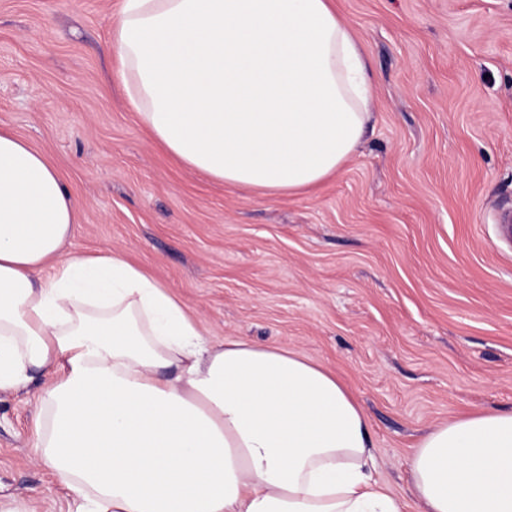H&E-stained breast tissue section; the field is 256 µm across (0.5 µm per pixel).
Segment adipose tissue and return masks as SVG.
Segmentation results:
<instances>
[{
    "label": "adipose tissue",
    "instance_id": "adipose-tissue-1",
    "mask_svg": "<svg viewBox=\"0 0 512 512\" xmlns=\"http://www.w3.org/2000/svg\"><path fill=\"white\" fill-rule=\"evenodd\" d=\"M110 46L157 143L232 186L314 187L371 118L331 0H122ZM74 222L44 157L0 131V391L51 371L39 446L74 512H405L335 374L209 340L124 254H62ZM408 467L423 512H512V410L436 425Z\"/></svg>",
    "mask_w": 512,
    "mask_h": 512
}]
</instances>
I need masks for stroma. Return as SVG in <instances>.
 Returning <instances> with one entry per match:
<instances>
[{
	"label": "stroma",
	"instance_id": "obj_1",
	"mask_svg": "<svg viewBox=\"0 0 512 512\" xmlns=\"http://www.w3.org/2000/svg\"><path fill=\"white\" fill-rule=\"evenodd\" d=\"M375 80L369 132L314 189L244 192L168 156L109 51L121 0H0V130L75 202L64 249L118 251L215 342L296 351L347 386L408 496L436 423L512 410V0H335ZM48 378L0 392V503L65 512L38 449Z\"/></svg>",
	"mask_w": 512,
	"mask_h": 512
}]
</instances>
